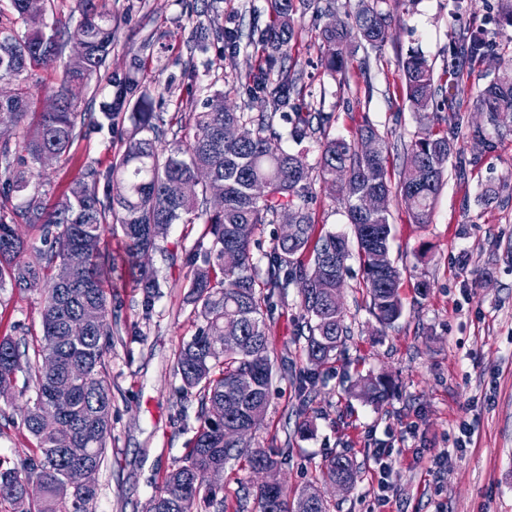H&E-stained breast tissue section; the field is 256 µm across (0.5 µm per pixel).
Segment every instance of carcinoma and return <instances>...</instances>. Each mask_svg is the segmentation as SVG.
<instances>
[{"label":"carcinoma","instance_id":"carcinoma-1","mask_svg":"<svg viewBox=\"0 0 512 512\" xmlns=\"http://www.w3.org/2000/svg\"><path fill=\"white\" fill-rule=\"evenodd\" d=\"M16 20L25 28L21 35L0 28V77L17 82L14 93L0 108L8 109L4 121L18 126L31 114L32 101L24 86L26 73L55 66L61 33L50 28L43 11L29 13L25 0H8ZM321 0H269L271 24L252 31V40L262 47L267 63L288 59L295 36L298 10ZM386 0H356L348 12L352 25L325 27L320 32L324 52L321 65L336 77L345 74L352 59L350 46L357 42L372 49L389 37ZM81 20L74 36L86 47L81 61L70 62L56 91V110L39 112L26 144L27 157L13 163L9 148H0L5 162V187L0 199L19 202L13 213L23 223L41 230L40 245L18 235L15 225L0 220V289L36 290L44 279L57 284L48 290L41 311L42 342L33 355L20 351L10 336L0 338V394L10 389L16 374L25 372L34 384L23 417L25 430L34 439L38 454L12 468L0 471V501L26 505L24 512H95L98 477L104 463L107 439L112 428V390L105 377V356L112 336V274L122 267L144 282V306L150 308L157 287L153 271L142 261L157 246L168 228L193 217L203 219L212 235V247L203 265L193 270L187 302L202 319L195 334L182 341L175 358L174 373L180 391L198 402L196 431L185 456L168 473L154 494L160 512H198L200 508L223 512L224 468L228 461L243 458L249 470L262 463L273 470L281 464L274 449H252L245 444L244 427L260 424L270 401L273 366L270 352V315L256 288L269 292L298 281L301 307L308 335L305 350L311 363L330 360L348 334L342 310L336 309V290L341 288L351 255L348 238L329 233L319 240L312 259L302 256L308 249L313 221L308 209L310 168L302 151L283 144L282 137L267 134L271 116L264 108L293 107L300 96L301 75L292 67L279 70L272 83L268 71L258 68L247 75L250 101L245 107L228 103L229 93L207 96L193 112V140L186 147L162 146L155 123L152 100L143 95L131 101L135 84L129 79L117 85L114 94L100 102L102 118L112 124L121 112L133 106L131 120L135 135L126 143L122 157L106 175L107 193L101 198V173L89 168L68 194L48 205L28 195L33 165L48 151L59 157L73 142L78 118L76 109L85 100L90 82L106 69L112 52V15L99 10L96 0H80ZM495 64L494 77L475 98V108L486 123L476 125L466 113L448 116L452 132L425 126L405 146V166L396 184H391L387 167L388 144L370 123L361 126L350 141L326 136L322 139L321 173L324 188L340 202L357 243L370 309L378 323L387 327L402 314L398 292L400 272L390 259L389 209L367 210V196H395L415 224H429L436 198L444 182L448 161L456 159L454 175L462 180L467 167L478 158L464 154L460 140L479 141L488 150L496 140L512 134V61L500 54V44L482 26H469L448 44V70L453 82L448 95L465 91L464 76L475 64ZM402 84L411 106L428 116L439 110L437 97L443 93L434 70L419 53L402 61ZM261 108L257 117L244 112ZM330 116L323 112H298L291 137L300 144L326 131ZM371 139L372 153L359 151L360 142ZM266 188L262 196L252 186ZM220 208H208L211 198ZM297 227L291 239L278 238L266 254L262 281H257L251 242L262 224H276L283 214ZM123 236L122 251L112 254V221ZM92 243L81 266L71 269L66 255L76 247ZM34 252V259L21 256ZM223 274L213 281V269ZM99 313L98 323L74 335L82 326L87 308ZM235 325L240 341L233 348L216 342L224 327ZM359 394L379 403L387 389L382 380L365 378L357 384ZM53 411L62 430L72 435V447L58 446L53 434L39 426L42 414ZM74 464L88 468V485H68L66 471ZM323 478L345 480L355 485L358 468L345 454L328 459ZM36 484L32 494L30 484ZM259 512H327L317 487L308 485L291 497L278 485L253 486Z\"/></svg>","mask_w":512,"mask_h":512}]
</instances>
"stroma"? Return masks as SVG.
Returning <instances> with one entry per match:
<instances>
[{
	"mask_svg": "<svg viewBox=\"0 0 512 512\" xmlns=\"http://www.w3.org/2000/svg\"><path fill=\"white\" fill-rule=\"evenodd\" d=\"M114 30L107 68L114 80L132 77L137 93L162 96L155 109L166 143L189 144L197 102L214 91L229 92L236 103L248 99L241 77L264 63L251 39L254 25L270 21L267 0H100ZM334 15L308 10L298 16L291 59L303 70L302 107L331 117L328 132L352 138L372 123L396 149L388 156L391 174L404 161L400 145L421 127L401 84L400 62L416 51L446 82L448 42L466 25L502 33L501 52L512 58V27L504 24L499 0H388L390 36L379 48L357 49L345 76L325 75L319 60V33L326 24L347 21V2L337 0ZM78 0H54L47 20L67 31L49 70L35 69L25 84L36 110H45L62 70L77 52L70 33L79 20ZM237 32V48L196 46L197 31L210 16ZM106 82L92 83L75 127L74 140L61 157L34 167L33 185L48 203L66 194L88 167L106 171L118 163L134 130L128 113L113 128L99 127V104ZM320 137L300 148L310 166L309 208L314 234H350L343 207L323 190L319 173ZM465 152L478 155L466 183L447 176L431 223H412L404 205L390 201V256L402 274L403 314L379 330L368 308L358 259L339 301L351 329L335 359L313 366L301 337L298 284L269 295L272 397L259 428L249 435L253 448L287 451L276 476L291 493L320 483L328 512H512V202H485L487 186H512V136L493 151L467 141ZM202 221L171 225L149 255L160 285L151 313H144L141 289L112 291V347L105 373L112 389V433L99 475L95 512H146L151 496L184 456L197 422L196 399H183L173 371L183 339L201 323L187 304L190 260L211 245ZM424 292H417V284ZM44 290L0 291V337L30 344L41 338ZM313 374L308 417L310 432H300L295 410L298 383ZM388 387L379 404L357 396L362 377ZM32 385L18 377L0 396V462L13 466L36 454L22 419ZM393 451L390 502L378 501L374 452ZM344 453L359 468L351 490L323 483L321 469ZM256 474L229 462L224 470V512H258L244 486Z\"/></svg>",
	"mask_w": 512,
	"mask_h": 512,
	"instance_id": "obj_1",
	"label": "stroma"
}]
</instances>
